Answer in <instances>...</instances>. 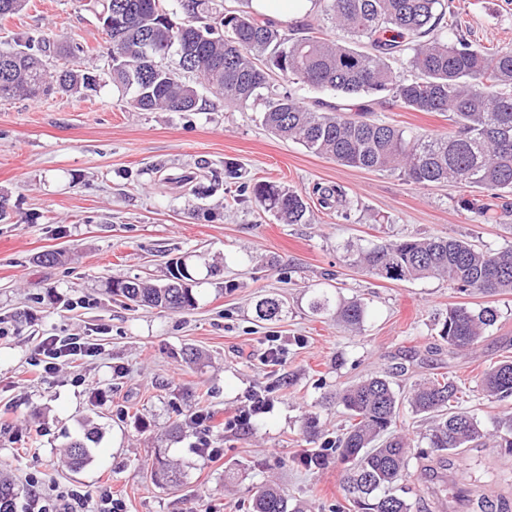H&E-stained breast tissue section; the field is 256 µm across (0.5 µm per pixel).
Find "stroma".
<instances>
[{"mask_svg": "<svg viewBox=\"0 0 512 512\" xmlns=\"http://www.w3.org/2000/svg\"><path fill=\"white\" fill-rule=\"evenodd\" d=\"M461 33L496 51L512 46V0H453ZM95 0H29L0 21V48L20 33L50 34L89 50L78 68L106 72V35ZM196 112L140 111L111 84L85 98L53 94L0 101V470L19 488L25 512L30 480L108 489L124 512H249L252 488L279 485L309 512L343 501L342 469L317 470L300 458L302 431L316 417L322 437L347 425L328 393L387 373L401 391L436 375L461 391V406L484 427L512 409L478 393L482 372L512 357V293L464 296L442 278L391 281L353 268L348 247L403 238L448 237L490 249L512 246V216L474 217L459 205L465 189L420 187L399 174L348 167L266 131L261 103L229 108L200 90ZM375 119L407 137L450 131L442 112L383 104ZM235 163L236 177L225 174ZM272 181L299 192L341 187L350 217L309 199L305 223L265 212L249 188ZM60 252L52 265L39 255ZM186 259L199 280L198 307L171 312L114 301L115 278L156 284L170 260ZM359 300L357 328L313 313ZM283 312L259 320L257 300ZM493 306L498 318L475 348L449 349L439 336L449 306ZM87 336L98 353L40 377L34 361L47 336ZM288 351L273 366L268 337ZM269 407L252 413L254 396ZM397 430L415 451L409 462L413 512H455L449 490L427 491L422 473L428 423L402 405ZM89 448L79 468L65 451ZM222 449L220 459L201 442ZM178 463L181 483L150 479L157 452ZM478 490L512 501V453L471 448Z\"/></svg>", "mask_w": 512, "mask_h": 512, "instance_id": "stroma-1", "label": "stroma"}]
</instances>
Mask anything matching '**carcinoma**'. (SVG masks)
Here are the masks:
<instances>
[{
	"mask_svg": "<svg viewBox=\"0 0 512 512\" xmlns=\"http://www.w3.org/2000/svg\"><path fill=\"white\" fill-rule=\"evenodd\" d=\"M323 13L344 41L316 36L305 24L277 23L252 11L217 10L216 0H179L186 21L175 22L163 0H102L104 18L112 20L106 45L111 59L108 80L130 97L141 111L199 110L197 88L183 79L187 53L201 71L204 84L230 107L261 101L260 123L282 139L340 164L372 171L399 172L417 186L441 183L479 189L483 198L462 200L478 217L501 209L512 214V47L494 52L467 39L447 18L448 0H321ZM27 0H0V19L22 13ZM50 39L23 34L14 46L0 51V100L35 99L52 91L84 97L100 76L74 68L79 43L57 45L55 68L44 60ZM405 60L410 79L397 78L392 62ZM296 85L329 90L343 99L363 98L358 105L317 102L308 106L290 90L277 91L273 76ZM386 98L412 112H446L447 133L418 139L371 119L375 101ZM255 199L285 224H300L308 203L297 192L269 182L252 187ZM325 207L347 208L339 187H316ZM352 265L377 277L415 280L446 278L462 292L483 295L512 292V247L479 248L452 238H409L350 249ZM174 288L125 280L112 281V296L143 306L192 311L198 304L191 273L175 274ZM264 320L281 313L280 303H257ZM336 316L359 326L365 316L361 302L340 306ZM497 321L491 306L448 307L440 337L450 349L473 347ZM479 393L498 401L512 398V359L485 370ZM350 418L346 432L325 439L301 457L306 467H324L335 460L344 465L345 500L358 512H411L404 484L411 444L393 433L401 405L389 377L376 374L334 394ZM417 414L430 420L428 447L444 465L470 445L488 437L493 447L512 452V413L485 433L469 412L458 407V387L443 377L417 383L407 396ZM84 442L68 446L72 465L87 458ZM156 484L180 482V473L163 452L151 470ZM16 484L0 475V512H13ZM253 512H305L275 484L262 483L252 497Z\"/></svg>",
	"mask_w": 512,
	"mask_h": 512,
	"instance_id": "obj_1",
	"label": "carcinoma"
}]
</instances>
